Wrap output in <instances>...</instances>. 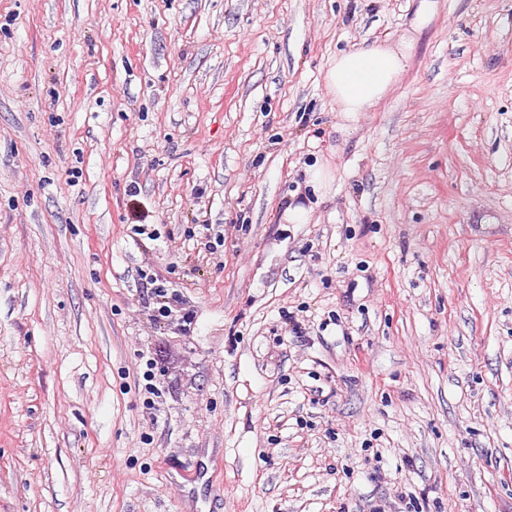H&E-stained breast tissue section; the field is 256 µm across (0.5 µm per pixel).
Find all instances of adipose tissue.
<instances>
[{"label": "adipose tissue", "instance_id": "ef3b65f1", "mask_svg": "<svg viewBox=\"0 0 512 512\" xmlns=\"http://www.w3.org/2000/svg\"><path fill=\"white\" fill-rule=\"evenodd\" d=\"M411 40L361 44L338 54L325 72L337 111L352 116L370 111L392 90L408 66Z\"/></svg>", "mask_w": 512, "mask_h": 512}]
</instances>
